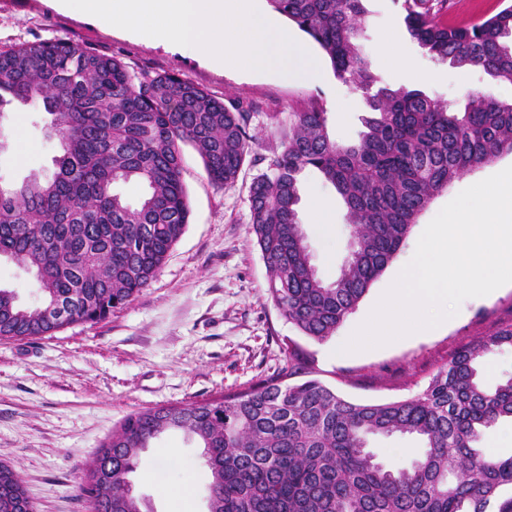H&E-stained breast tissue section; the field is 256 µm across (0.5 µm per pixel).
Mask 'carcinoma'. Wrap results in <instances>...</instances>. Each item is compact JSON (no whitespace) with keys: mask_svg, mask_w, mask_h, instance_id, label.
Segmentation results:
<instances>
[{"mask_svg":"<svg viewBox=\"0 0 512 512\" xmlns=\"http://www.w3.org/2000/svg\"><path fill=\"white\" fill-rule=\"evenodd\" d=\"M330 59L334 76L361 92L369 115L354 143L332 139L327 112L293 113V131L269 171L250 186L251 233L269 293L304 336L323 341L352 313L400 249L430 200L462 174L512 154V100L470 93L464 110L421 89L393 88L371 70L361 39L364 0H268ZM445 0H402L412 39L439 62L512 84V3L476 23L440 20ZM38 101L61 145L50 177L0 185V258L31 271L43 305L27 308L0 287V340L64 328L46 315L75 301L71 322H99L145 288L189 219L180 144H192L209 178L238 179L252 139L247 114L175 73L136 72L116 56L70 40L0 51V118ZM307 169L341 196L352 251L336 279L318 278L298 218ZM135 181L130 206L113 187ZM512 348L503 329L459 349L413 397L352 402L306 364L289 362L248 390L129 414L99 448L89 474L108 482L93 512H143L126 490L141 452L179 431L210 473L208 512H512V455L488 458L485 431L512 418V376L493 388L483 357ZM307 378L289 384L299 373ZM408 435L422 453L391 469L371 435ZM0 512H32L20 479L0 462Z\"/></svg>","mask_w":512,"mask_h":512,"instance_id":"1","label":"carcinoma"}]
</instances>
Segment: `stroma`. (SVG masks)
<instances>
[{
    "label": "stroma",
    "instance_id": "obj_1",
    "mask_svg": "<svg viewBox=\"0 0 512 512\" xmlns=\"http://www.w3.org/2000/svg\"><path fill=\"white\" fill-rule=\"evenodd\" d=\"M366 50L374 72L392 86L406 84L382 52L393 38L396 52L428 73L420 89L465 106L468 94L491 87L512 98V84L489 85L471 68L432 60L408 35L400 0H365ZM314 67L249 71L203 62L179 46L135 36L87 19L53 0H0V51L23 43L67 39L116 56L137 71L176 73L224 101L249 111L252 151L234 186L214 184L198 151L182 147L183 181L190 218L156 277L123 308L100 322H79L50 335L0 341V460L14 467L34 512H91L82 493L87 464L130 413L157 405L223 397L277 374L290 353L311 362L317 375L345 397L383 403L421 393L431 375L462 346L512 327V288L483 303L463 301L457 316L427 336H406L385 346L336 358L385 292L392 270L413 257L423 227L472 180L512 166V154L455 179L419 214L404 246L333 336L318 342L282 315L268 292V276L250 232L249 188L281 152L290 115L319 102L332 138L358 141L365 103L339 81L321 48L300 30ZM50 117L18 104L4 124L8 148L0 153V177L16 182L29 174L52 175L60 153L48 137ZM299 220L319 278L334 279L347 259L350 228L334 186L317 172L300 184ZM328 207L315 223L311 198ZM370 449L391 467L409 465L420 452L408 436H373ZM200 450L182 433L162 436L141 453L130 476L149 512H205L209 481Z\"/></svg>",
    "mask_w": 512,
    "mask_h": 512
}]
</instances>
